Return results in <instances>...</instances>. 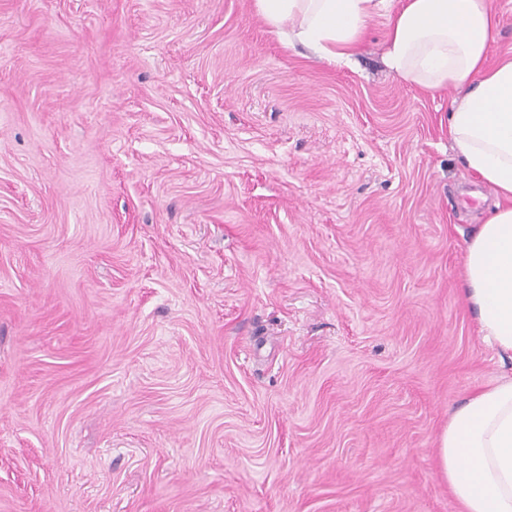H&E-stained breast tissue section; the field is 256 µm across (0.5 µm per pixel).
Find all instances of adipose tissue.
<instances>
[{
    "instance_id": "adipose-tissue-1",
    "label": "adipose tissue",
    "mask_w": 512,
    "mask_h": 512,
    "mask_svg": "<svg viewBox=\"0 0 512 512\" xmlns=\"http://www.w3.org/2000/svg\"><path fill=\"white\" fill-rule=\"evenodd\" d=\"M271 32L321 58L352 61L375 18L383 61L429 91L454 88L451 139L497 203L468 240L463 296L483 340L512 357V60L491 66L489 0H254ZM439 469L462 512H512V377L473 393L438 436Z\"/></svg>"
}]
</instances>
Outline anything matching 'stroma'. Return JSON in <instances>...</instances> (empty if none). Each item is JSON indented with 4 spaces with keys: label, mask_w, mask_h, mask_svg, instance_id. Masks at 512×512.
Returning <instances> with one entry per match:
<instances>
[{
    "label": "stroma",
    "mask_w": 512,
    "mask_h": 512,
    "mask_svg": "<svg viewBox=\"0 0 512 512\" xmlns=\"http://www.w3.org/2000/svg\"><path fill=\"white\" fill-rule=\"evenodd\" d=\"M253 0H0V512H461L503 375L455 96Z\"/></svg>",
    "instance_id": "1"
}]
</instances>
